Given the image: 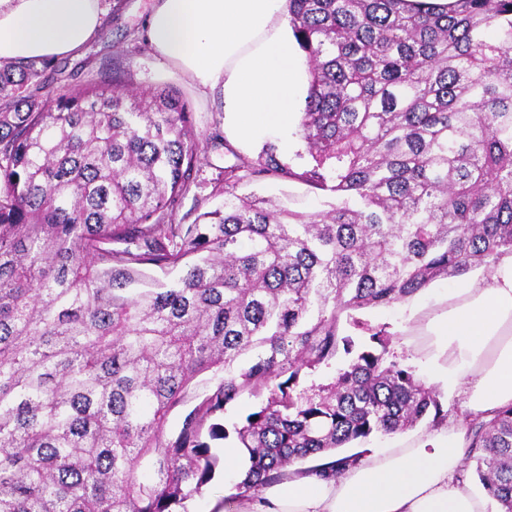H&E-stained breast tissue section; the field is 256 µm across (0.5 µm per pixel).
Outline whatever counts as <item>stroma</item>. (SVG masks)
Here are the masks:
<instances>
[{"label": "stroma", "mask_w": 512, "mask_h": 512, "mask_svg": "<svg viewBox=\"0 0 512 512\" xmlns=\"http://www.w3.org/2000/svg\"><path fill=\"white\" fill-rule=\"evenodd\" d=\"M120 3V8L107 15L97 37L79 55L67 59L62 73H46L47 93L53 94L62 88H82L89 84L106 88L116 86L134 92L172 87L190 106L199 142L205 143L212 133L223 132L222 102L211 96H202L179 72L163 64L153 53L145 38L151 0H120ZM233 161V155L223 147H206L201 151L199 184L183 198L180 214L193 218L220 206L222 200L213 196L212 184L220 168ZM239 191L272 198L286 208L301 213H311L327 206L326 197L315 194L298 181L253 180L240 185ZM455 285L452 279L433 282L406 302L366 310L362 317L372 326L386 327L392 337L391 352L404 364L417 366V357L407 344L409 320L414 312L433 304L438 296Z\"/></svg>", "instance_id": "stroma-1"}]
</instances>
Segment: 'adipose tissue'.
<instances>
[{
    "label": "adipose tissue",
    "mask_w": 512,
    "mask_h": 512,
    "mask_svg": "<svg viewBox=\"0 0 512 512\" xmlns=\"http://www.w3.org/2000/svg\"><path fill=\"white\" fill-rule=\"evenodd\" d=\"M108 0H0V66L77 55L100 31ZM146 37L156 56L204 92L219 93L232 136L250 147L277 136L305 89L287 0H152ZM407 340L427 374L491 418L512 404V254L418 311ZM468 443L455 420L368 451L341 472L289 473L230 512H485L453 477Z\"/></svg>",
    "instance_id": "1"
}]
</instances>
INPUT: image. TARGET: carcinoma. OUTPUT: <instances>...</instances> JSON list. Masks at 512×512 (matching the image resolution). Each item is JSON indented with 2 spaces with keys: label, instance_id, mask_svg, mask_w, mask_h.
<instances>
[{
  "label": "carcinoma",
  "instance_id": "obj_1",
  "mask_svg": "<svg viewBox=\"0 0 512 512\" xmlns=\"http://www.w3.org/2000/svg\"><path fill=\"white\" fill-rule=\"evenodd\" d=\"M287 3L309 66V159L296 170L271 142L237 158L213 187L223 206L190 224L177 210L199 142L176 90L90 85L46 104L56 62L0 67V512H187L221 465L215 440L248 453L240 497L448 419L353 313L512 253V0ZM247 179L332 202L294 212L237 193ZM344 315L369 345L340 334ZM341 352L356 357L307 393ZM246 394L262 401L219 422ZM463 427L512 512V405Z\"/></svg>",
  "mask_w": 512,
  "mask_h": 512
}]
</instances>
